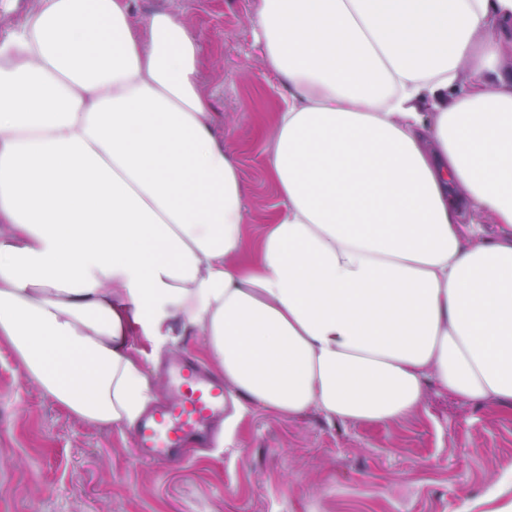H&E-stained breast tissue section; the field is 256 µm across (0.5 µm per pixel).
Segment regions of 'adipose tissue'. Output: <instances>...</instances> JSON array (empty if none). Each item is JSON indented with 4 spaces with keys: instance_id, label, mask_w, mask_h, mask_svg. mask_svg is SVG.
<instances>
[{
    "instance_id": "ef3b65f1",
    "label": "adipose tissue",
    "mask_w": 512,
    "mask_h": 512,
    "mask_svg": "<svg viewBox=\"0 0 512 512\" xmlns=\"http://www.w3.org/2000/svg\"><path fill=\"white\" fill-rule=\"evenodd\" d=\"M288 84L245 231L181 13L37 0L0 39V341L68 413L130 427L202 336L252 408L387 426L512 410V0H257ZM190 356L207 372L220 376L213 367H211L204 354V344L201 336H186L183 342L174 347L171 352L163 355L157 369L158 374V393L157 400L152 406L166 401L171 397V383L169 375L171 369H167V366L173 365L178 359L184 356ZM222 377V376H220ZM151 406V407H152Z\"/></svg>"
}]
</instances>
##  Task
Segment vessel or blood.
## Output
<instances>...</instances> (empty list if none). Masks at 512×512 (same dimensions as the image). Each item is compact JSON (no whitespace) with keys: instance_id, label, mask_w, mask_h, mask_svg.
<instances>
[{"instance_id":"b4317fda","label":"vessel or blood","mask_w":512,"mask_h":512,"mask_svg":"<svg viewBox=\"0 0 512 512\" xmlns=\"http://www.w3.org/2000/svg\"><path fill=\"white\" fill-rule=\"evenodd\" d=\"M174 371L175 400L154 408L136 428V456L156 464L175 462L178 448L188 439H203L206 426L224 414L222 380L189 361L178 362Z\"/></svg>"}]
</instances>
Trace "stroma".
Instances as JSON below:
<instances>
[{"label":"stroma","mask_w":512,"mask_h":512,"mask_svg":"<svg viewBox=\"0 0 512 512\" xmlns=\"http://www.w3.org/2000/svg\"><path fill=\"white\" fill-rule=\"evenodd\" d=\"M255 0H133L136 15L183 14L202 45L201 80L224 145L246 186L249 230L279 207L263 164L287 86L253 42ZM206 365L202 337L163 355L158 401L171 397L169 367ZM135 433L87 424L29 381L0 342V512H473L512 472V413L429 391L423 409L387 427L285 420L250 409L232 445L183 449L179 462L138 459Z\"/></svg>","instance_id":"stroma-1"}]
</instances>
